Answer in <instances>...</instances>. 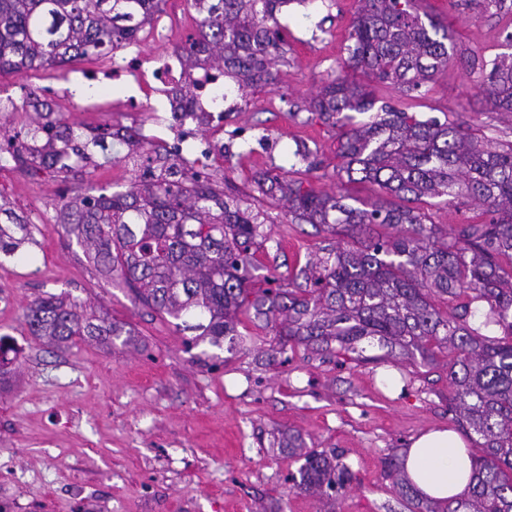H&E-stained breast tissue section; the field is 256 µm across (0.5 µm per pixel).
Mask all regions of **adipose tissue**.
Segmentation results:
<instances>
[{"label": "adipose tissue", "instance_id": "ef3b65f1", "mask_svg": "<svg viewBox=\"0 0 512 512\" xmlns=\"http://www.w3.org/2000/svg\"><path fill=\"white\" fill-rule=\"evenodd\" d=\"M405 471L421 497L448 501L467 491L473 464L465 445L450 430H432L416 437L405 455Z\"/></svg>", "mask_w": 512, "mask_h": 512}]
</instances>
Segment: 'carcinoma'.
I'll list each match as a JSON object with an SVG mask.
<instances>
[{"mask_svg": "<svg viewBox=\"0 0 512 512\" xmlns=\"http://www.w3.org/2000/svg\"><path fill=\"white\" fill-rule=\"evenodd\" d=\"M166 0H0V72L100 59L139 41ZM291 0H190L195 30L174 54L190 67L224 70L242 96L272 84L275 64L288 65L278 36ZM340 71L306 111L339 129L336 177L371 182L381 196L355 207L346 196L270 172L253 176L254 191L281 202L293 224H319L338 240L320 246L288 285L255 287L254 255L270 240L263 211L248 199L200 181L180 158L134 134L103 127L85 136L54 104L29 91L21 104L0 103L19 128L0 126V168L8 163L51 170L67 179L91 149L115 139L128 148L133 175L122 191L78 194L61 207V228L97 269L117 273L143 305L179 321L188 342L237 352L239 315L280 337L279 353L303 348L337 362H378L399 354L434 367L448 353L450 421L474 441L466 497L415 501L395 455L385 477L418 512H512V142L494 143L461 122L423 118L384 102L350 80L361 70L401 94L417 97L448 67L455 44L448 25L420 13L418 0H359ZM469 74L485 75L493 112L512 114V53L461 57ZM368 120L348 127L350 113ZM441 198L475 205L480 223L442 231L413 202ZM0 252L13 254L31 236L30 222L0 197ZM387 226L396 234H373ZM444 300L451 311L442 312ZM30 335L57 348L119 337L125 326L88 315L66 296L49 294L27 307ZM502 336L492 337L493 329ZM378 339L382 356H364ZM298 488L320 498L346 489L348 467L336 449L302 453Z\"/></svg>", "mask_w": 512, "mask_h": 512, "instance_id": "cac0c4a2", "label": "carcinoma"}]
</instances>
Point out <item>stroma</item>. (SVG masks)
<instances>
[{"label": "stroma", "mask_w": 512, "mask_h": 512, "mask_svg": "<svg viewBox=\"0 0 512 512\" xmlns=\"http://www.w3.org/2000/svg\"><path fill=\"white\" fill-rule=\"evenodd\" d=\"M420 4L447 22L462 48L487 57L512 52V15L490 0ZM357 7V0L288 5L280 22L290 63L279 67L275 86L248 95L246 109L235 110L239 97L229 94L220 144L207 131L174 123L157 98L125 107V84L106 79V58L2 72L0 98L21 99L26 88L51 91L66 121L176 137L190 161L203 146L228 147L215 176L244 194L255 172L291 168L305 145L320 163L304 175L307 186L369 202L380 193L375 184L336 183V127L300 108L345 57ZM191 15L186 0H168L155 25L170 30V40L141 37L129 55L158 67L185 41ZM77 81L85 89L79 97L71 92ZM482 81L454 59L420 97L383 83L373 89L405 111L445 115L486 139L512 142V120L489 110ZM126 152L113 143V163L65 182L45 171L0 169V196L35 225L29 243L14 255L0 253V340L15 349L0 385V512H411L384 478L383 460L403 455L412 437L448 427L447 369L402 360L340 365L300 348L283 364L275 358L278 336L247 318L239 353L205 342L187 348L175 319L144 307L121 277L101 275L62 235L63 194L125 189L132 175ZM255 205L271 228L256 255L257 275L287 280L324 234L289 223L269 198L256 197ZM60 293L124 324L126 336L63 350L31 336L26 307ZM303 447L338 450L352 472L343 495L321 501L293 485Z\"/></svg>", "instance_id": "obj_1"}]
</instances>
